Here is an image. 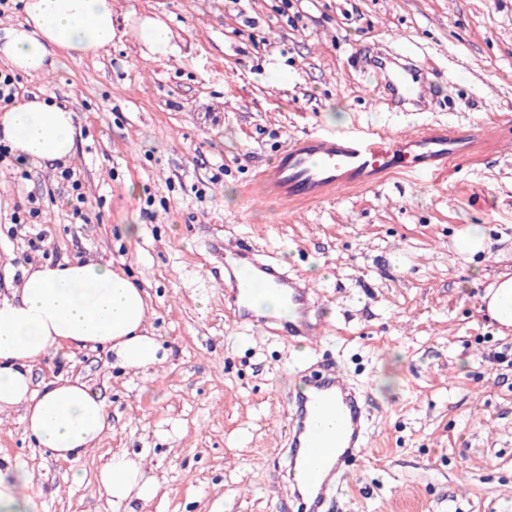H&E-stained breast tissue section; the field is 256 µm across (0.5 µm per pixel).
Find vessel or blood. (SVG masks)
<instances>
[{
  "instance_id": "1",
  "label": "vessel or blood",
  "mask_w": 512,
  "mask_h": 512,
  "mask_svg": "<svg viewBox=\"0 0 512 512\" xmlns=\"http://www.w3.org/2000/svg\"><path fill=\"white\" fill-rule=\"evenodd\" d=\"M380 80L383 99L395 112L426 108L436 82L416 61L397 52L368 59ZM485 137L478 130L424 127L403 135L387 129L330 128L289 140L276 160L256 175L265 191L292 206L328 200L341 190L361 191L396 174L426 179L446 173ZM224 311L240 326L308 344L322 321L308 282L266 260L248 240H224ZM279 294L288 315L278 318L253 305L255 288ZM288 407V493L277 497L279 512H332L350 466L364 453L369 435L366 394L339 366L316 363L295 372L285 397ZM324 422L323 434L312 431Z\"/></svg>"
}]
</instances>
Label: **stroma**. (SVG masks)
Segmentation results:
<instances>
[{
    "label": "stroma",
    "mask_w": 512,
    "mask_h": 512,
    "mask_svg": "<svg viewBox=\"0 0 512 512\" xmlns=\"http://www.w3.org/2000/svg\"><path fill=\"white\" fill-rule=\"evenodd\" d=\"M279 6L113 0L110 47L58 53L50 74L19 78L22 100L76 113L69 167L92 221L73 218L58 163L0 168V212L31 195L43 209L38 251L0 222V289L39 262L113 261L148 292L166 354L145 373L101 350L32 365L33 387L61 374L86 383L111 425L65 462L29 438L22 409L0 413V469L29 471L36 512H118L96 474L124 452L142 455L161 486L135 512H276L284 392L313 355L366 393L372 417L334 512H512V328L482 302L512 276V141L430 181L393 177L310 205L253 183L290 139L321 126L512 134V0H293V27ZM147 17L168 26L172 54L135 38ZM375 47L413 53L439 81L438 103L389 111L358 59ZM472 225L492 239L491 256L457 254ZM227 236L311 278L326 301L314 348L228 319L214 252Z\"/></svg>",
    "instance_id": "stroma-1"
}]
</instances>
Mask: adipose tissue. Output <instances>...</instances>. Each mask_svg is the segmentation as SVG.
<instances>
[{"label":"adipose tissue","mask_w":512,"mask_h":512,"mask_svg":"<svg viewBox=\"0 0 512 512\" xmlns=\"http://www.w3.org/2000/svg\"><path fill=\"white\" fill-rule=\"evenodd\" d=\"M24 21L0 43V60L27 76L49 73L56 51L94 55L114 37L112 0H21ZM76 114L33 98L0 111V142L34 163L70 161ZM148 294L109 262H45L23 269L13 291L0 293V413L22 407L26 432L56 459L93 450L108 429L104 403L85 383L60 377L33 389L29 368L66 349L98 347L126 369L161 363L148 329ZM97 482L113 504L154 498L160 485L140 456L113 457ZM37 491L28 471H0V512H33Z\"/></svg>","instance_id":"1"}]
</instances>
